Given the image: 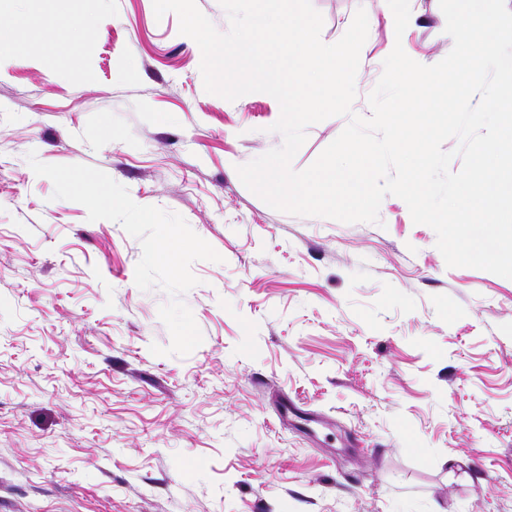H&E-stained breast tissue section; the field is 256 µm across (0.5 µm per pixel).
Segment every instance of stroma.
I'll list each match as a JSON object with an SVG mask.
<instances>
[{"label":"stroma","instance_id":"35a3bbf8","mask_svg":"<svg viewBox=\"0 0 512 512\" xmlns=\"http://www.w3.org/2000/svg\"><path fill=\"white\" fill-rule=\"evenodd\" d=\"M324 43L357 9L373 58L382 0H312ZM408 52L453 43L439 0H411ZM0 48V512H512V280L450 268L386 196L379 223L276 211L236 168L283 143L265 93H206L201 51L153 0H27ZM347 117L311 125L301 171ZM48 164L96 167L184 217L221 255L183 294L186 356L141 243L54 198ZM288 397L325 427L280 423Z\"/></svg>","mask_w":512,"mask_h":512}]
</instances>
